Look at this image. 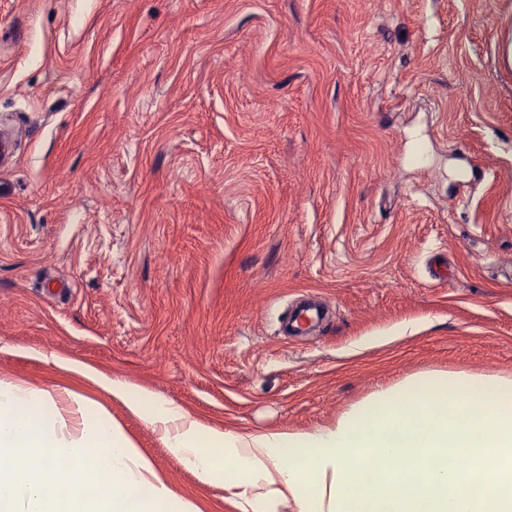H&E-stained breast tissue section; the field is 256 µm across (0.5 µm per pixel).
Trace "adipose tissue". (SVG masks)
Wrapping results in <instances>:
<instances>
[{"label":"adipose tissue","mask_w":512,"mask_h":512,"mask_svg":"<svg viewBox=\"0 0 512 512\" xmlns=\"http://www.w3.org/2000/svg\"><path fill=\"white\" fill-rule=\"evenodd\" d=\"M145 413L203 477L220 475L239 512H512V377L416 374L372 393L334 425L242 435L204 426L170 401L96 375ZM34 415H26V408ZM0 512H197L119 424L84 397L0 383ZM71 464L61 468L59 457ZM106 471L124 494L91 486ZM55 496H46L48 487Z\"/></svg>","instance_id":"adipose-tissue-1"}]
</instances>
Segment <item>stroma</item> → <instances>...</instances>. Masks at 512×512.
<instances>
[{
    "instance_id": "35a3bbf8",
    "label": "stroma",
    "mask_w": 512,
    "mask_h": 512,
    "mask_svg": "<svg viewBox=\"0 0 512 512\" xmlns=\"http://www.w3.org/2000/svg\"><path fill=\"white\" fill-rule=\"evenodd\" d=\"M510 32L512 0H0V381L238 512L58 359L243 435L512 374ZM305 297L325 321L280 335Z\"/></svg>"
}]
</instances>
